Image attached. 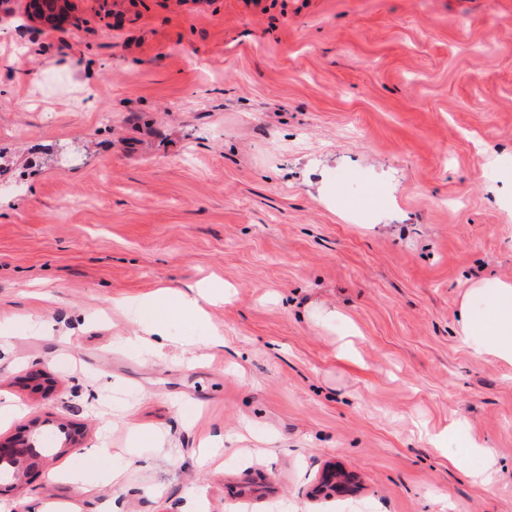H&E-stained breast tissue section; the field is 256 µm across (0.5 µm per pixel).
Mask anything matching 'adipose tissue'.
Segmentation results:
<instances>
[{
  "mask_svg": "<svg viewBox=\"0 0 512 512\" xmlns=\"http://www.w3.org/2000/svg\"><path fill=\"white\" fill-rule=\"evenodd\" d=\"M219 286L178 290L165 288L123 302L127 315L144 333L165 337L173 320L199 318L204 303L221 299ZM459 332L469 352L512 364V281L487 278L466 288Z\"/></svg>",
  "mask_w": 512,
  "mask_h": 512,
  "instance_id": "ef3b65f1",
  "label": "adipose tissue"
}]
</instances>
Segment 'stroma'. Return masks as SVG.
<instances>
[{"label":"stroma","instance_id":"stroma-1","mask_svg":"<svg viewBox=\"0 0 512 512\" xmlns=\"http://www.w3.org/2000/svg\"><path fill=\"white\" fill-rule=\"evenodd\" d=\"M29 2L0 17V441L39 458L0 503L109 512L50 479L70 430L123 512H512V365L459 337L469 283L512 280V0ZM214 282L177 343L123 344L116 300ZM331 462L356 491L313 497ZM448 444L452 445L459 452L457 459L462 460L468 457H477L483 460L484 469L477 473V476L486 478L493 471L496 464L495 454L492 448L475 440L464 422L451 425L445 432ZM78 470L82 478L88 475L94 477L93 481L85 483L84 487L86 492L94 489L98 483H102L106 479L115 482L118 479L119 473L117 470H112L111 455L109 448H92L78 457Z\"/></svg>","mask_w":512,"mask_h":512}]
</instances>
